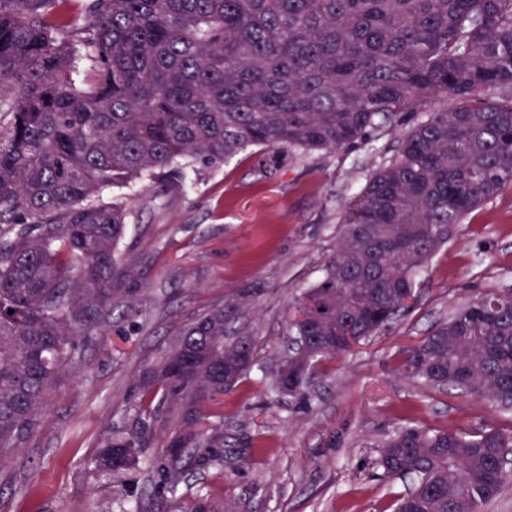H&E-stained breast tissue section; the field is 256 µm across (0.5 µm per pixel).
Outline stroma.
I'll return each mask as SVG.
<instances>
[{"label": "stroma", "instance_id": "stroma-1", "mask_svg": "<svg viewBox=\"0 0 512 512\" xmlns=\"http://www.w3.org/2000/svg\"><path fill=\"white\" fill-rule=\"evenodd\" d=\"M395 136L369 132L335 152L250 148L199 163L183 186L156 175L117 190L131 215L112 310L73 355L23 448L0 464V512H392L410 480L385 479L378 445L397 426L481 432L512 427L484 399L429 388L395 370L457 308L512 290V187L469 213L417 280L416 305L370 342L312 370L302 394L273 391L288 353L295 296L316 283L336 249L346 205ZM254 291L236 325L258 341L247 380L224 395V470H188L180 500L160 491L156 450L146 470L112 480L92 460L103 434L132 423L134 384L198 315Z\"/></svg>", "mask_w": 512, "mask_h": 512}]
</instances>
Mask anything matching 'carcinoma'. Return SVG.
I'll return each instance as SVG.
<instances>
[{"mask_svg":"<svg viewBox=\"0 0 512 512\" xmlns=\"http://www.w3.org/2000/svg\"><path fill=\"white\" fill-rule=\"evenodd\" d=\"M61 0H0V461L37 428L78 336L129 274V212L104 193L249 147L310 153L399 136L346 207L323 277L294 302L301 350L276 389L392 323L418 274L466 215L512 185V0H89L75 27ZM449 99L451 107L432 109ZM238 294L195 318L138 382L136 419L94 460L116 477L163 448V488L184 468H224V403L256 338L232 330ZM13 313H8V310ZM396 370L512 414V292L456 309ZM512 428L413 423L380 443L386 477L409 478L394 512H481L509 471Z\"/></svg>","mask_w":512,"mask_h":512,"instance_id":"carcinoma-1","label":"carcinoma"}]
</instances>
